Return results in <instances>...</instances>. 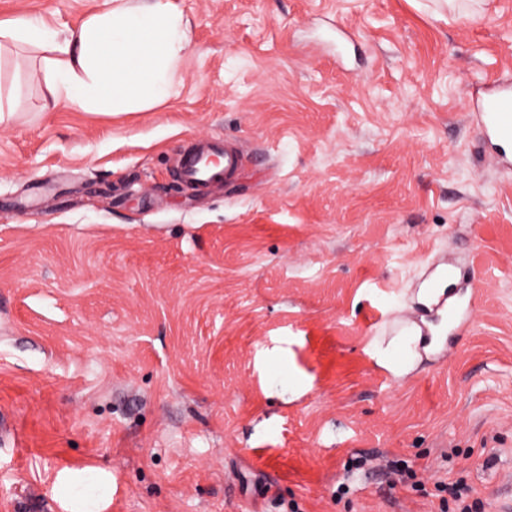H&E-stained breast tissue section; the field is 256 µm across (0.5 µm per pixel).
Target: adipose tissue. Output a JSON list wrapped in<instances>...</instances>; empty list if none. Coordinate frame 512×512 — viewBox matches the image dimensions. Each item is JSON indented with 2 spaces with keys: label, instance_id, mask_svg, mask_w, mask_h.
<instances>
[{
  "label": "adipose tissue",
  "instance_id": "adipose-tissue-1",
  "mask_svg": "<svg viewBox=\"0 0 512 512\" xmlns=\"http://www.w3.org/2000/svg\"><path fill=\"white\" fill-rule=\"evenodd\" d=\"M111 2L65 35L37 20L0 21L1 38L48 51L40 71L46 109L66 101L86 112L141 111L170 96L174 70L190 45L181 11L173 0ZM424 342L417 331L392 340L377 348V361L405 374Z\"/></svg>",
  "mask_w": 512,
  "mask_h": 512
}]
</instances>
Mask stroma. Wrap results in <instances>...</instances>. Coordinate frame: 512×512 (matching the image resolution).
Instances as JSON below:
<instances>
[{
	"label": "stroma",
	"instance_id": "stroma-1",
	"mask_svg": "<svg viewBox=\"0 0 512 512\" xmlns=\"http://www.w3.org/2000/svg\"><path fill=\"white\" fill-rule=\"evenodd\" d=\"M174 2L145 111H42L44 51L0 41V512H512V169L469 107L512 0ZM213 137L245 169L183 189ZM448 263L474 324L394 376L379 322Z\"/></svg>",
	"mask_w": 512,
	"mask_h": 512
}]
</instances>
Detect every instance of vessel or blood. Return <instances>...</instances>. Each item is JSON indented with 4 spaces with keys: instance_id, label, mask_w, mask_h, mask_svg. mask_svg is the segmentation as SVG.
Returning a JSON list of instances; mask_svg holds the SVG:
<instances>
[{
    "instance_id": "b4317fda",
    "label": "vessel or blood",
    "mask_w": 512,
    "mask_h": 512,
    "mask_svg": "<svg viewBox=\"0 0 512 512\" xmlns=\"http://www.w3.org/2000/svg\"><path fill=\"white\" fill-rule=\"evenodd\" d=\"M476 122L483 137L512 163V87L502 88L488 96L476 115ZM244 164L242 153L230 147L223 139L214 138L186 155L180 162L178 178L195 188L222 185L237 173ZM475 301H468L465 308H449L448 325L452 332L467 331L473 324Z\"/></svg>"
}]
</instances>
